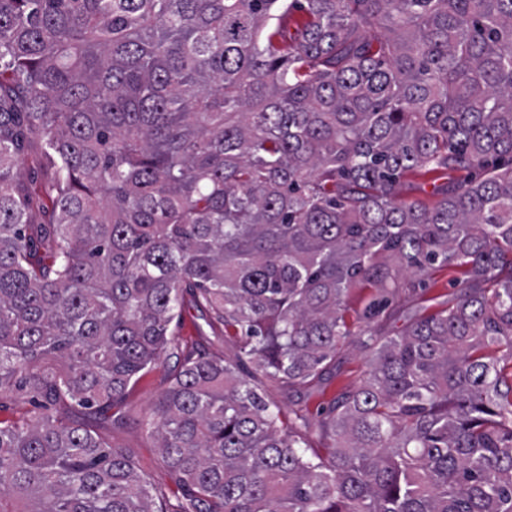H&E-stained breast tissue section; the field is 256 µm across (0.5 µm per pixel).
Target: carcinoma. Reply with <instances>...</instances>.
Masks as SVG:
<instances>
[{
    "label": "carcinoma",
    "mask_w": 512,
    "mask_h": 512,
    "mask_svg": "<svg viewBox=\"0 0 512 512\" xmlns=\"http://www.w3.org/2000/svg\"><path fill=\"white\" fill-rule=\"evenodd\" d=\"M45 179L19 171L24 142ZM414 170L468 172L433 206ZM38 213L48 222H34ZM459 269L370 335L319 422L349 292ZM253 370L170 331L186 301ZM142 421L182 498L80 420ZM512 0H0V498L19 512H512ZM455 274L448 268L433 271L429 275L427 286H417L419 277L410 272L402 271L395 281V288H389L393 293V306H404L409 311L417 313H432L447 305L460 293L453 280ZM415 284V289L411 286ZM365 369V352L357 342L347 339L336 355V365L331 367L325 380L298 388L297 392L288 391L287 388L268 382L262 377H258L257 382L260 392L268 401L285 410H288L290 401H298L310 419L315 421L340 393L358 384ZM32 405L29 398L21 393L2 394L0 398V420H17L23 417Z\"/></svg>",
    "instance_id": "cac0c4a2"
}]
</instances>
